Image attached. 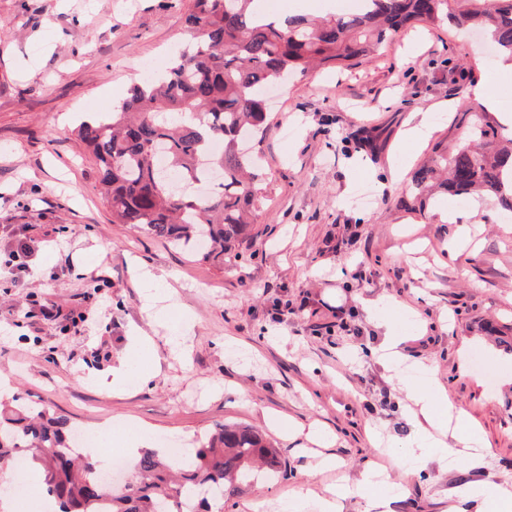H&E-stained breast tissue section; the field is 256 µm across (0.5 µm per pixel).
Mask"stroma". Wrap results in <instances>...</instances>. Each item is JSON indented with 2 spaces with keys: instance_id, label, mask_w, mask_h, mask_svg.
Instances as JSON below:
<instances>
[{
  "instance_id": "stroma-1",
  "label": "stroma",
  "mask_w": 512,
  "mask_h": 512,
  "mask_svg": "<svg viewBox=\"0 0 512 512\" xmlns=\"http://www.w3.org/2000/svg\"><path fill=\"white\" fill-rule=\"evenodd\" d=\"M193 2L0 0V383L85 433L145 432L150 448H192L219 421L258 429L287 474L258 479L224 512L302 485L353 488L369 468L389 474L371 490L388 512H499L456 490L512 484V229L490 199L408 208L412 172L435 144L457 142L496 64L447 25L415 23L368 56L294 77L255 145L267 179L251 236L219 266L113 223L75 132L165 68L189 38ZM264 4L317 18L361 0ZM426 113L431 133L406 139ZM142 267L179 303L166 324L141 309ZM183 313L194 321L185 358L161 343ZM391 325L401 379L375 357ZM135 327L158 342L148 378L101 391ZM430 380L480 430L482 465L403 454L426 425L409 416V389ZM290 422L325 428L333 445L289 437ZM323 454L334 471H318Z\"/></svg>"
}]
</instances>
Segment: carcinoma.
Segmentation results:
<instances>
[{
  "mask_svg": "<svg viewBox=\"0 0 512 512\" xmlns=\"http://www.w3.org/2000/svg\"><path fill=\"white\" fill-rule=\"evenodd\" d=\"M256 0H195L187 18L191 42L167 69L134 86L105 114L78 127V137L96 159L112 222L160 238L206 260L224 254L248 236L265 174L238 140H255L267 121L265 95L317 63L349 61L368 54L412 23L448 22L477 31L494 56L512 62V0H364L358 13L310 19L290 15L287 24L261 22ZM498 128L484 113H472L464 141L436 146L412 175L414 210L423 211L435 192L480 195L512 212V138L491 152ZM219 141L224 150L211 152ZM157 144L167 159L158 167ZM223 172L208 195H172L160 179L194 189ZM70 419L48 406L15 405L0 399V469L18 456L37 464L36 491L58 504L57 512H212L216 499L240 495L254 475L285 471L270 441L243 424L218 422L190 456L173 465L159 448L135 458L137 479L107 491L103 469L74 444ZM197 487L186 501L190 487Z\"/></svg>",
  "mask_w": 512,
  "mask_h": 512,
  "instance_id": "cac0c4a2",
  "label": "carcinoma"
}]
</instances>
